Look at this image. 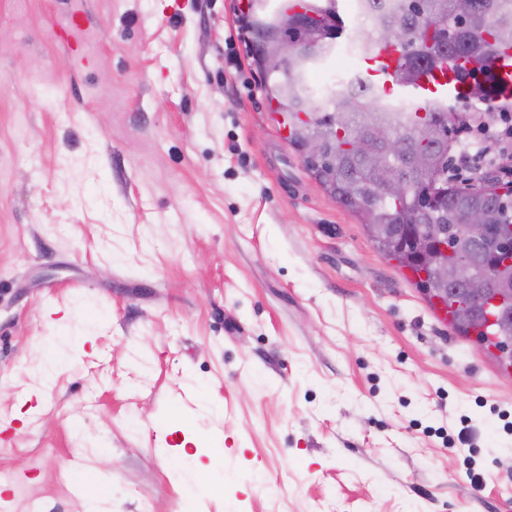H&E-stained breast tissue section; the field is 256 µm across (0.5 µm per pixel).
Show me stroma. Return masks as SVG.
I'll use <instances>...</instances> for the list:
<instances>
[{
	"mask_svg": "<svg viewBox=\"0 0 512 512\" xmlns=\"http://www.w3.org/2000/svg\"><path fill=\"white\" fill-rule=\"evenodd\" d=\"M339 11L310 88L348 65ZM272 14L0 0L6 512H181L183 451L196 512L512 506V373L310 175L257 63ZM192 459L193 458L189 455L182 453L170 463V470L178 474L179 479L186 491V507H183V510L186 512L195 511L193 509L196 499L195 489L198 486L200 479L199 473L195 469L188 466Z\"/></svg>",
	"mask_w": 512,
	"mask_h": 512,
	"instance_id": "stroma-1",
	"label": "stroma"
}]
</instances>
